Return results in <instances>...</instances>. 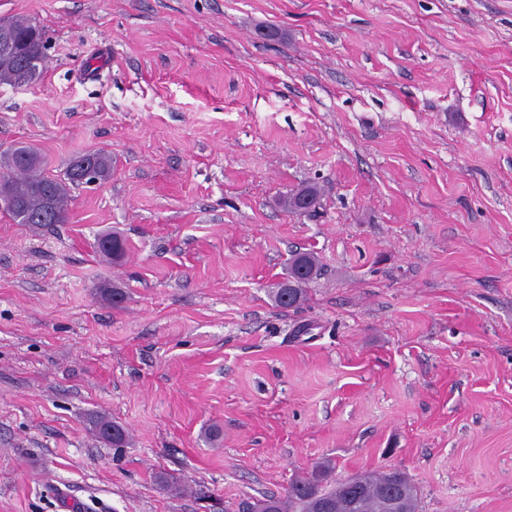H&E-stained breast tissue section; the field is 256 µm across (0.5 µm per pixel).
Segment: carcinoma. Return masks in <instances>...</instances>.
I'll return each instance as SVG.
<instances>
[{
  "instance_id": "1",
  "label": "carcinoma",
  "mask_w": 512,
  "mask_h": 512,
  "mask_svg": "<svg viewBox=\"0 0 512 512\" xmlns=\"http://www.w3.org/2000/svg\"><path fill=\"white\" fill-rule=\"evenodd\" d=\"M93 177L106 179L112 172V156L103 150L87 159ZM45 161L33 146H20L0 157V183L7 191L4 209L17 224L42 223L41 216L52 211L51 224L67 222L68 192L71 186L83 183L81 165H69L64 176L45 172ZM310 199L307 210L319 204V195L312 186L291 194L285 206L297 212L301 200ZM100 252L118 261L125 256L126 242L112 236V248L97 243ZM318 259L310 252H298L288 261V273L274 290V300L281 308H292L306 297V285L320 274ZM98 436L110 428L118 437L117 447L128 442L127 431L103 415L91 420ZM335 467L329 460L318 461L310 470L297 475L285 495H266L248 505V512H417L418 490L408 475L396 470L393 486L385 488L388 473L357 474L336 479Z\"/></svg>"
}]
</instances>
